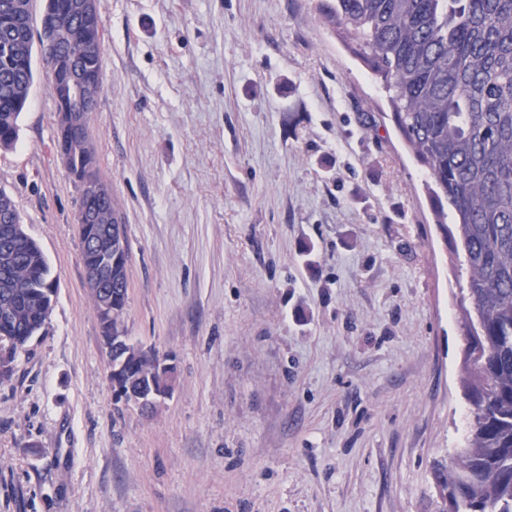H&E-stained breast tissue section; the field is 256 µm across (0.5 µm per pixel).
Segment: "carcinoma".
<instances>
[{
  "mask_svg": "<svg viewBox=\"0 0 512 512\" xmlns=\"http://www.w3.org/2000/svg\"><path fill=\"white\" fill-rule=\"evenodd\" d=\"M81 0H45L42 18H54L39 36L48 90L56 103L57 154L78 185L99 179L90 114L104 93L102 56L86 44L104 38L82 17ZM326 20L352 41L351 50L381 80L392 120L427 185L437 228L450 242L462 313L465 397L470 404L463 446L433 464L437 512H512V0H327ZM33 0H0V149L15 147L19 117L33 82ZM75 76L86 99L65 95ZM83 116L75 127L71 116ZM99 227L119 213L114 198L85 197ZM453 218L447 224L444 219ZM13 198L0 189V354L16 358L52 310L50 267L38 243L18 228ZM128 238H112V295L118 313L97 312L103 337L125 330ZM158 357H128L112 377L117 400L135 378L158 387Z\"/></svg>",
  "mask_w": 512,
  "mask_h": 512,
  "instance_id": "cac0c4a2",
  "label": "carcinoma"
}]
</instances>
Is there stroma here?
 <instances>
[{
  "instance_id": "obj_1",
  "label": "stroma",
  "mask_w": 512,
  "mask_h": 512,
  "mask_svg": "<svg viewBox=\"0 0 512 512\" xmlns=\"http://www.w3.org/2000/svg\"><path fill=\"white\" fill-rule=\"evenodd\" d=\"M319 0H99L97 168L130 243L118 401L80 190L34 59L0 188L56 281L0 384V512H435L464 440L453 256L377 79Z\"/></svg>"
}]
</instances>
